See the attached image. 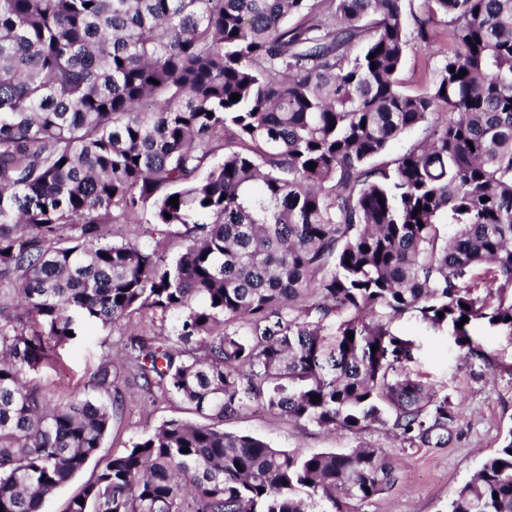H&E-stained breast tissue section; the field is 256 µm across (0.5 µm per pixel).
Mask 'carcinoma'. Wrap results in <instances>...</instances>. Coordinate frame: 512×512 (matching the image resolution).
<instances>
[{
	"label": "carcinoma",
	"mask_w": 512,
	"mask_h": 512,
	"mask_svg": "<svg viewBox=\"0 0 512 512\" xmlns=\"http://www.w3.org/2000/svg\"><path fill=\"white\" fill-rule=\"evenodd\" d=\"M440 17L448 51L410 88L406 54ZM107 224L172 227L184 251ZM147 312L177 317L178 341L131 331ZM406 314L452 325L467 358L488 360L474 322L512 334V0H0V512H40L123 404L109 360L64 404L27 380L89 323L124 330L133 385L200 420L138 438L66 512L380 495V448L294 452L224 421L260 406L448 442L454 407L390 328ZM448 510L512 512V431ZM425 127H418L409 130L405 134L401 135L390 147L387 155L383 158L384 161H390L395 159L398 155L405 152L414 144L420 142L427 136Z\"/></svg>",
	"instance_id": "1"
}]
</instances>
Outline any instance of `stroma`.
Listing matches in <instances>:
<instances>
[{
    "mask_svg": "<svg viewBox=\"0 0 512 512\" xmlns=\"http://www.w3.org/2000/svg\"><path fill=\"white\" fill-rule=\"evenodd\" d=\"M395 331L409 335L415 352L409 371L439 395L458 406V417L444 445L410 446L387 430L370 428L359 433L326 432L299 425L254 407L226 421L230 432L247 433L273 447L304 453L345 451L368 442L384 449L397 466L396 481L384 493L366 502L322 500L320 512H448V503L468 482L483 460L512 430V336L475 323L471 332L488 353V360L463 359L448 330L436 331L411 316L393 321ZM124 337L109 327L95 328L88 336L58 348L55 360L33 373V382L49 392L53 402L64 403L84 393L104 357L123 349ZM124 403L114 415L98 454L82 473L48 497L42 512H64L68 499L113 455L133 440L151 433L162 421H195L176 399L168 397L146 404L141 391L130 384L124 371L114 374Z\"/></svg>",
    "mask_w": 512,
    "mask_h": 512,
    "instance_id": "obj_1",
    "label": "stroma"
}]
</instances>
